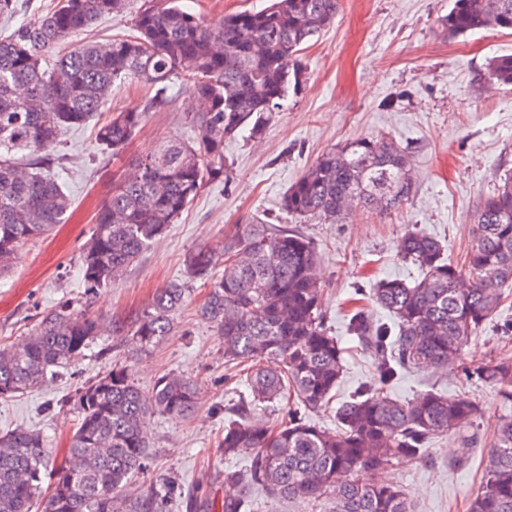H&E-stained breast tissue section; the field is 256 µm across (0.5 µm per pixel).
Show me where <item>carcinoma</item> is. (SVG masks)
Instances as JSON below:
<instances>
[{
    "label": "carcinoma",
    "mask_w": 512,
    "mask_h": 512,
    "mask_svg": "<svg viewBox=\"0 0 512 512\" xmlns=\"http://www.w3.org/2000/svg\"><path fill=\"white\" fill-rule=\"evenodd\" d=\"M180 0H148L134 17V33L58 51L69 35L97 19L125 11L128 0H53L36 24L15 20L21 0H0V18L13 22L0 36V267L27 241L62 224L71 207L58 175L29 172L15 162L26 151L36 163L61 134L102 111L116 80L133 77L163 92L189 83L200 130L190 143L169 140L131 163L94 217L80 257L88 290L109 288L175 223L210 180L227 171L224 142L248 130L257 135L302 74L300 52L328 27L339 0H272L259 10L205 19ZM443 24L452 36L482 29L512 30V0H453ZM293 67H288V60ZM490 79L512 85V54L490 60ZM146 112H118L100 124L101 150L117 155L133 139ZM414 192L409 151L387 137H360L321 155L288 188L283 207L306 220H332L354 207L388 211ZM461 265L442 243L415 230L397 241V255L417 266L413 283L383 279L370 299L395 321L376 322L363 307L349 311L347 329L374 364L372 381L336 409V428L312 423L308 412L331 401L343 376V350L321 311L322 285L311 240L288 226L249 224L217 254L201 246L185 259V281L159 289L129 334L145 351L174 332L173 315L189 286L208 288L202 319L224 343V360L245 376L246 391L228 404L224 454L248 463L224 472L241 495L224 512H256L252 495L303 504L323 512H413L409 495L391 476L396 463L426 455L434 439L472 427L478 407L436 387L408 400L389 395L402 372L436 373L459 359L476 330L499 311L512 288V177L476 207ZM107 327L83 313L42 316L18 346L0 349V398L32 392L66 369ZM276 356L270 369L264 361ZM464 374L497 390L512 405V361L490 359ZM191 378L165 375L149 393L129 366H114L78 393L80 419L69 440V462L52 461L33 429L0 433V512H166L184 495L163 481L130 496L131 479L145 468L142 434L152 414L185 418L200 399ZM276 407L281 418L257 411ZM491 454L469 512H512V416L499 421ZM379 473L374 483L355 478Z\"/></svg>",
    "instance_id": "1"
}]
</instances>
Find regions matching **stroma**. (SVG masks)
Returning a JSON list of instances; mask_svg holds the SVG:
<instances>
[{"instance_id":"obj_1","label":"stroma","mask_w":512,"mask_h":512,"mask_svg":"<svg viewBox=\"0 0 512 512\" xmlns=\"http://www.w3.org/2000/svg\"><path fill=\"white\" fill-rule=\"evenodd\" d=\"M450 7L451 0H340L331 26L302 51L304 78L289 89L275 121L260 137L242 134L225 142L226 179L207 182L122 281L90 291L81 281L80 252L113 183L129 173L132 159L154 153L166 140L199 136L187 120L194 101L182 81L170 85L165 106L151 109L153 88L132 78L117 80L105 112L134 109L146 117L115 158L101 154L96 121L63 135L50 167L74 204L65 223L25 243L0 271V348L21 344L44 312L61 307L115 321L118 331L99 336L55 382L0 400V432L39 430L61 458L80 416L79 390L112 366H131L135 383L146 392L167 374L195 379L202 393L189 418H147V468L132 488L171 477L187 488L202 486L211 512H224L225 499L239 493L225 483L224 472L246 460L225 457L218 437L229 394L243 385L224 362L221 337L200 317L205 288L194 284L174 315L173 335L154 347L130 354L123 334L157 290L182 279L190 252L200 246L222 251L230 235L260 219L298 226L315 245L322 312L344 350L337 400L365 382L372 361L347 331L350 298L379 278H419L418 268L396 254L397 239L409 229L441 240L452 259L463 261L478 203L497 189L501 175L512 172V86L486 77L489 58L512 54V31L449 36L443 19ZM360 136H388L408 147L415 183L410 200L388 213L356 208L335 221L295 222L282 208L288 188L323 152ZM508 357L512 296L471 337L461 365L434 376L407 372L393 385L394 396L408 399L433 384L469 397L480 409L473 426L479 441L467 466L453 465L456 434L436 439L426 459L395 465L393 476L408 491L414 512H468L494 428L512 407L493 387L466 380L461 366Z\"/></svg>"}]
</instances>
